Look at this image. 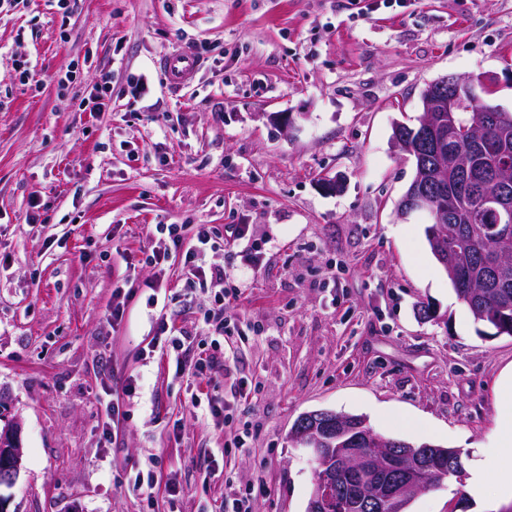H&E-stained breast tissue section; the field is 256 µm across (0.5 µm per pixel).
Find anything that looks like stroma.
I'll use <instances>...</instances> for the list:
<instances>
[{
    "mask_svg": "<svg viewBox=\"0 0 512 512\" xmlns=\"http://www.w3.org/2000/svg\"><path fill=\"white\" fill-rule=\"evenodd\" d=\"M22 0L0 8V403L22 427L9 512H224L253 490V512H306L313 463L290 432L314 410L364 416L386 437L483 457L501 426L498 377L512 336L490 337L457 298L425 236L400 216L414 176L392 142L417 126L421 93L477 78L512 111V0ZM192 50L190 85L155 65ZM32 64L36 84L13 79ZM103 112L82 99L103 73ZM345 188L326 192L325 178ZM159 224H254L263 253L209 254L243 283L227 311L243 338L211 378L175 374L151 347L166 314L191 354L210 298H189L180 259L146 265ZM158 281L150 290L149 281ZM130 290L125 318L108 313ZM157 303H149V296ZM437 309L427 321L419 308ZM137 393L111 444L105 406ZM251 393L237 397L240 379ZM235 400L248 449L224 456L225 430L192 393ZM153 472L155 501L133 488ZM463 478L408 512H470Z\"/></svg>",
    "mask_w": 512,
    "mask_h": 512,
    "instance_id": "stroma-1",
    "label": "stroma"
}]
</instances>
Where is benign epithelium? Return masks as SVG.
<instances>
[{
  "label": "benign epithelium",
  "instance_id": "7a95c632",
  "mask_svg": "<svg viewBox=\"0 0 512 512\" xmlns=\"http://www.w3.org/2000/svg\"><path fill=\"white\" fill-rule=\"evenodd\" d=\"M444 83L436 80L423 91L424 111L440 112L455 110L456 98L443 94ZM486 211L496 217L499 224L512 222V209L503 195L489 192L483 195ZM398 212L407 216L413 212L425 214L430 223L440 224L443 219L433 207L429 196H406L398 204ZM315 428H310L306 441L313 445L311 457H327L334 463L336 476H347L355 480L356 496L348 503L355 512H373L384 505L390 512H403V504L425 491L418 473L431 466L430 456H423L412 448L393 449L392 443L373 433L366 434L367 448L333 452L331 448H319ZM21 424L12 422L0 429V483L9 486L16 482L21 466ZM332 480L328 473L314 470L311 489L312 508L326 506L332 494Z\"/></svg>",
  "mask_w": 512,
  "mask_h": 512
}]
</instances>
